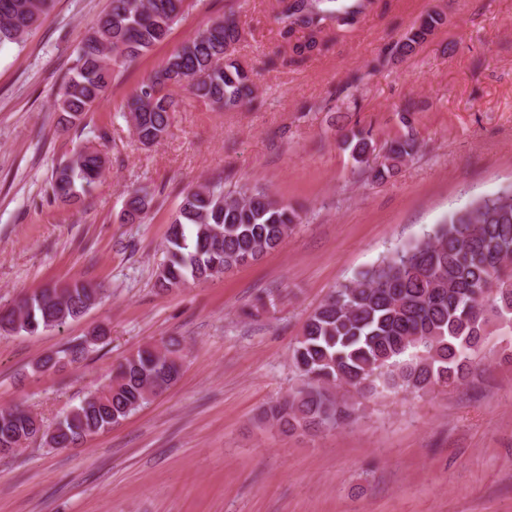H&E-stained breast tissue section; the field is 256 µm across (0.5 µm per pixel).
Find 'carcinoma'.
<instances>
[{"mask_svg":"<svg viewBox=\"0 0 512 512\" xmlns=\"http://www.w3.org/2000/svg\"><path fill=\"white\" fill-rule=\"evenodd\" d=\"M280 34H301L291 61L321 46L327 26L350 25L361 13V0H282ZM52 0H0V46L19 44ZM187 0H112L80 41L71 74L64 80L58 110L75 123L101 104L112 81L137 58L164 42L186 9ZM429 16L393 48L396 56L413 54L439 25ZM242 39L231 15L216 19L175 48L123 105L144 146L168 133L177 102L169 87H187L211 107L232 108L249 102L254 85L249 72L231 59L229 48ZM358 163L373 150L370 133L344 141ZM416 139L391 142L385 162L371 169L375 181L394 175L413 156ZM104 156L83 146L59 166L51 190L55 199L75 203L102 177ZM153 195L130 192L124 204L129 223L143 219ZM298 212L260 189L224 192V183L187 190L169 225L167 245L157 265L162 292L190 282L216 278L258 260L277 248L299 223ZM97 289L75 281L44 288L0 309V332L40 334L86 313ZM512 330V188L454 210L423 238L404 244L354 278L341 284L306 320L292 347V361L303 386L263 411V418L288 435L299 429L318 432L355 419V408L335 397L346 385L359 393L380 389L424 392L462 384L473 372L490 326ZM93 341H73L45 354L37 369L47 371L84 360ZM180 341L147 345L129 354L112 371L109 383L73 407L53 426L47 444L70 448L105 432L151 402L180 378ZM43 428L24 408L0 410V448L13 456Z\"/></svg>","mask_w":512,"mask_h":512,"instance_id":"carcinoma-1","label":"carcinoma"}]
</instances>
